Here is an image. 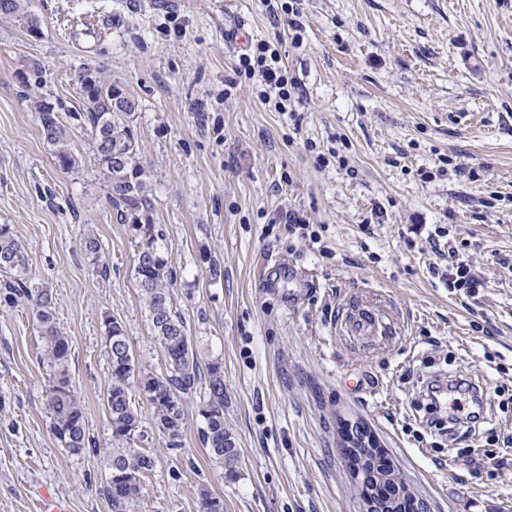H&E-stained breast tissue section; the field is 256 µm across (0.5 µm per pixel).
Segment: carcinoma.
<instances>
[{"label": "carcinoma", "mask_w": 512, "mask_h": 512, "mask_svg": "<svg viewBox=\"0 0 512 512\" xmlns=\"http://www.w3.org/2000/svg\"><path fill=\"white\" fill-rule=\"evenodd\" d=\"M0 8L11 18L25 20L29 28L38 24L25 11L24 0H0ZM91 77L96 87L85 97L88 112L78 113L74 119L91 127L94 151L116 221L130 225L131 233L138 239L134 273L146 316L167 366L166 373L160 375L139 367L122 322L109 314L102 316V339L110 375L105 405L111 427V449L106 455L109 477L104 494L112 512H136L143 497L145 475L155 465L151 454L136 447L145 437L142 411L136 399L143 398L149 403L155 430L166 439V447L180 448L185 425L184 400L198 393L203 395L198 434L210 460L234 476L239 454L230 431L224 427L221 365L213 362L201 366L197 337L191 335L185 319L174 311L171 302L175 271L162 247L163 231L153 221L147 174L131 125L139 103L112 79L95 73ZM36 112L42 137L54 147L55 163L64 171L74 169L77 161L69 148V128L55 106L41 101L36 104ZM85 254L99 276L107 277L110 267L96 239L85 242ZM0 271L9 274L0 282L5 297L14 303L32 305L43 342L40 362L48 376L46 408L52 433L61 447L79 454L91 446V440L86 435L84 406L70 385V343L55 322L51 295L30 288L25 248L9 224H0ZM199 512H224V500L204 490L200 493Z\"/></svg>", "instance_id": "cac0c4a2"}]
</instances>
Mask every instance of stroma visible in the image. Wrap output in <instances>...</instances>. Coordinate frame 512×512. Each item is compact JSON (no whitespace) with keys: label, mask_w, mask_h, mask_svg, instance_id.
I'll list each match as a JSON object with an SVG mask.
<instances>
[{"label":"stroma","mask_w":512,"mask_h":512,"mask_svg":"<svg viewBox=\"0 0 512 512\" xmlns=\"http://www.w3.org/2000/svg\"><path fill=\"white\" fill-rule=\"evenodd\" d=\"M299 2L298 30L263 0H26L37 38L0 18V224L25 247L33 290L53 297L94 442L78 455L58 444L32 309L0 297V512H39L46 487L69 512H112L102 314L142 367L166 370L137 244L72 118L89 69L139 101L173 308L201 364L222 367L239 453L232 478L210 461L198 396L177 449L142 404L155 466L139 512H198L203 488L224 512H362L340 450L349 420L430 512H512V0ZM243 30L280 49L300 84L291 111L236 76ZM41 100L68 123L73 170L41 135ZM452 252L487 281L477 299L449 292ZM355 308L385 332H347ZM441 374L484 391L483 423L454 442L423 421V388Z\"/></svg>","instance_id":"1"}]
</instances>
